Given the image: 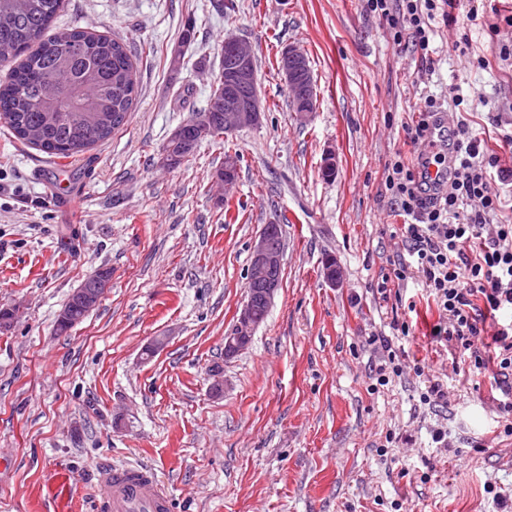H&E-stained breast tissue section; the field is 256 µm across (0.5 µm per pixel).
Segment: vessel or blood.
Returning a JSON list of instances; mask_svg holds the SVG:
<instances>
[{"label":"vessel or blood","instance_id":"b4317fda","mask_svg":"<svg viewBox=\"0 0 512 512\" xmlns=\"http://www.w3.org/2000/svg\"><path fill=\"white\" fill-rule=\"evenodd\" d=\"M102 512H171L172 498L154 473L141 466L100 467Z\"/></svg>","mask_w":512,"mask_h":512}]
</instances>
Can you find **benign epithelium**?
Listing matches in <instances>:
<instances>
[{"mask_svg": "<svg viewBox=\"0 0 512 512\" xmlns=\"http://www.w3.org/2000/svg\"><path fill=\"white\" fill-rule=\"evenodd\" d=\"M224 132L253 126L261 118V100L252 88L254 75L253 54L249 44L233 36L224 39ZM280 73L293 99L295 118L308 122L316 109L315 91L311 69L304 53L295 46L284 48L280 56ZM215 127L212 112H200L195 121V133L199 139L211 136ZM274 225L266 224L259 233L252 254L247 284L255 288L267 303H272L274 294L281 285L280 273L286 249L285 241L272 235ZM111 277L100 269L89 276L81 287L71 294V300L79 302L87 311L93 310L107 288ZM258 323L253 318V301L248 298L238 311L230 333L224 336V358H230L245 350Z\"/></svg>", "mask_w": 512, "mask_h": 512, "instance_id": "benign-epithelium-1", "label": "benign epithelium"}]
</instances>
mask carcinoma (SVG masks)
<instances>
[{"mask_svg": "<svg viewBox=\"0 0 512 512\" xmlns=\"http://www.w3.org/2000/svg\"><path fill=\"white\" fill-rule=\"evenodd\" d=\"M63 0H0V124L57 159L83 155L120 129L137 97L125 45L95 32L50 35Z\"/></svg>", "mask_w": 512, "mask_h": 512, "instance_id": "obj_1", "label": "carcinoma"}]
</instances>
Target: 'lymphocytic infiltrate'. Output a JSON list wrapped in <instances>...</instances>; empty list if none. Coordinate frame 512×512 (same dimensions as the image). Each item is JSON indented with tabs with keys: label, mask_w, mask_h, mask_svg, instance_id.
I'll return each mask as SVG.
<instances>
[{
	"label": "lymphocytic infiltrate",
	"mask_w": 512,
	"mask_h": 512,
	"mask_svg": "<svg viewBox=\"0 0 512 512\" xmlns=\"http://www.w3.org/2000/svg\"><path fill=\"white\" fill-rule=\"evenodd\" d=\"M456 0H366L382 16L392 39L427 49L439 7ZM452 156L421 157L410 166L395 155L384 187L400 216L405 253L393 259L388 280L405 282L421 275L439 311L430 330L446 343L452 366L492 369L499 390L496 430L512 437V224L487 232V218L504 213L506 200L492 184L494 157L484 138L461 126ZM446 170L447 181L430 176V166Z\"/></svg>",
	"instance_id": "f902f5d3"
}]
</instances>
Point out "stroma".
Wrapping results in <instances>:
<instances>
[{
  "instance_id": "35a3bbf8",
  "label": "stroma",
  "mask_w": 512,
  "mask_h": 512,
  "mask_svg": "<svg viewBox=\"0 0 512 512\" xmlns=\"http://www.w3.org/2000/svg\"><path fill=\"white\" fill-rule=\"evenodd\" d=\"M217 3L65 0L55 30L125 43L139 81L132 112L68 165L0 126V309L14 311L0 328V512H58L48 487L59 471L75 489L72 512H99L98 467L129 464L157 473L173 512H497L486 489L512 495V439L490 433L487 376L455 375L428 335L439 313L420 279L386 298L378 287L404 222L385 169L399 151L416 163L405 125L423 96L449 128L484 133L512 171L501 148L512 57L499 55L512 48V0H461L455 24L432 20L424 52L394 44L366 0H234L224 13ZM230 35L253 50L259 123L159 167L172 133L206 107ZM289 45L316 89L304 124L279 72ZM228 154L238 179L227 193L214 176ZM266 224L283 227L282 284L248 348L228 359L224 337ZM101 268L112 279L99 304L57 333L69 296ZM157 336L166 346L145 357ZM373 336L402 355L403 375L385 385ZM435 380L447 402L423 403Z\"/></svg>"
}]
</instances>
